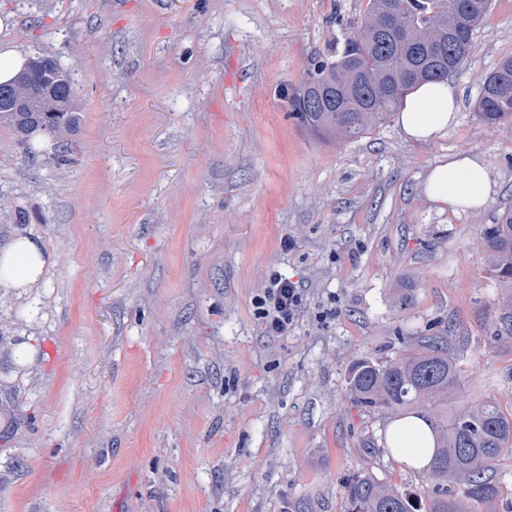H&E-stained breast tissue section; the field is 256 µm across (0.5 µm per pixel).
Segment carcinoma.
<instances>
[{
	"label": "carcinoma",
	"instance_id": "cac0c4a2",
	"mask_svg": "<svg viewBox=\"0 0 512 512\" xmlns=\"http://www.w3.org/2000/svg\"><path fill=\"white\" fill-rule=\"evenodd\" d=\"M407 17L412 33L393 31L382 13L384 0H368L365 13L339 49L321 58L314 72L286 88L284 98L299 124L325 138L349 139L383 124L403 105L408 93L426 81L445 80L467 58L475 29L491 0H393ZM439 40L443 70L422 77L420 61ZM490 125L512 121V58L490 73L476 104ZM9 120L24 141L39 131L57 141L69 162L70 137L80 118L72 74L50 55L27 60L9 93L0 95V119ZM483 257L502 288L495 316L487 328L490 343L512 347V209L486 225ZM459 386L456 356L445 336H425L405 354L379 365L367 359L348 372V389L357 407L398 412L418 405L432 436V475L443 484L465 482L458 499L440 492L427 512H483L502 494L494 466L512 455V413L492 399L471 401L448 413V392ZM344 512H421L412 497L367 476L343 483Z\"/></svg>",
	"mask_w": 512,
	"mask_h": 512
}]
</instances>
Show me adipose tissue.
I'll use <instances>...</instances> for the list:
<instances>
[{"mask_svg":"<svg viewBox=\"0 0 512 512\" xmlns=\"http://www.w3.org/2000/svg\"><path fill=\"white\" fill-rule=\"evenodd\" d=\"M458 95L448 81L418 85L406 98L397 123L407 139L428 142L443 135L457 116ZM490 174L477 156L455 154L438 161L424 183V193L439 210L478 211L491 195ZM46 261L39 244L26 236L0 247V290L27 288L42 275ZM389 444L407 470L430 467L433 439L418 417L406 418L389 432Z\"/></svg>","mask_w":512,"mask_h":512,"instance_id":"adipose-tissue-1","label":"adipose tissue"}]
</instances>
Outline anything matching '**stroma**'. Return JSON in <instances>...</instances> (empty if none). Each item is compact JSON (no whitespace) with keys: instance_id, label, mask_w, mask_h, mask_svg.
<instances>
[{"instance_id":"obj_1","label":"stroma","mask_w":512,"mask_h":512,"mask_svg":"<svg viewBox=\"0 0 512 512\" xmlns=\"http://www.w3.org/2000/svg\"><path fill=\"white\" fill-rule=\"evenodd\" d=\"M366 4L0 0V40L57 57L83 107L63 176L45 135L23 146L0 123V246L25 235L47 258L37 284L0 291V512H343L354 475L430 501L429 473L385 443L420 406L358 408L347 374L447 327L449 409L512 410L481 251L512 208V124L475 111L512 57V0H492L450 74L443 136L408 140L392 118L326 142L280 93ZM456 153L490 169L483 210L442 212L424 193ZM272 269L306 290L278 337L253 307Z\"/></svg>"}]
</instances>
